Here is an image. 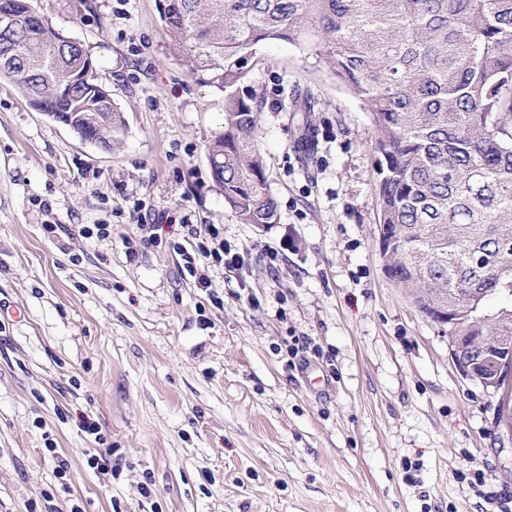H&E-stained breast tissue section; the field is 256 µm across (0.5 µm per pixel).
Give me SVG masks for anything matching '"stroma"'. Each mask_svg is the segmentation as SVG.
Returning <instances> with one entry per match:
<instances>
[{
  "label": "stroma",
  "mask_w": 512,
  "mask_h": 512,
  "mask_svg": "<svg viewBox=\"0 0 512 512\" xmlns=\"http://www.w3.org/2000/svg\"><path fill=\"white\" fill-rule=\"evenodd\" d=\"M32 4L126 129L85 142L0 81V512H492L512 412L386 277L371 117L315 37L257 49L280 221L243 224L205 159L224 91L181 65L159 0ZM298 87L312 112L284 107ZM201 224L245 256L205 289L181 256ZM101 444L109 475L86 465Z\"/></svg>",
  "instance_id": "1"
}]
</instances>
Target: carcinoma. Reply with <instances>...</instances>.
Segmentation results:
<instances>
[{"mask_svg":"<svg viewBox=\"0 0 512 512\" xmlns=\"http://www.w3.org/2000/svg\"><path fill=\"white\" fill-rule=\"evenodd\" d=\"M181 64L224 89L215 188L242 224L279 223L259 148L263 89L246 84L257 46L304 35L341 85L371 115L379 229L392 248L385 268L436 317L457 296L459 327L478 318L496 374L493 337L512 335L486 299L512 291V0H168L160 13ZM0 80L45 112L75 111L63 76L91 56L58 49L30 0H0ZM99 141L121 143L117 108H96ZM478 289L481 296L467 297Z\"/></svg>","mask_w":512,"mask_h":512,"instance_id":"1","label":"carcinoma"}]
</instances>
